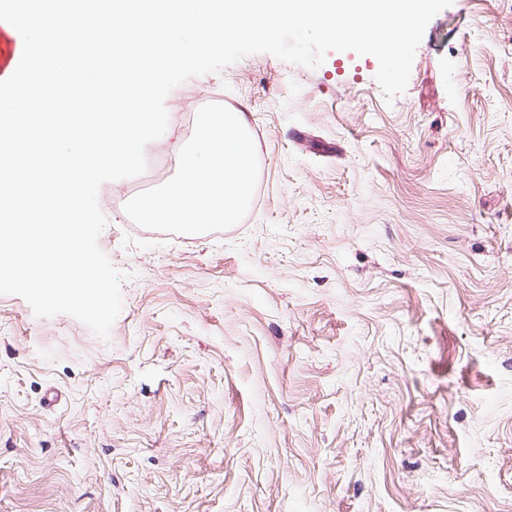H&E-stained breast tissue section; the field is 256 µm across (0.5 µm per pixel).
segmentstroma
I'll list each match as a JSON object with an SVG mask.
<instances>
[{
  "label": "stroma",
  "mask_w": 512,
  "mask_h": 512,
  "mask_svg": "<svg viewBox=\"0 0 512 512\" xmlns=\"http://www.w3.org/2000/svg\"><path fill=\"white\" fill-rule=\"evenodd\" d=\"M268 53L166 98L242 113L245 219L173 235L108 181V339L0 295V512H512V0H453L406 90Z\"/></svg>",
  "instance_id": "obj_1"
}]
</instances>
